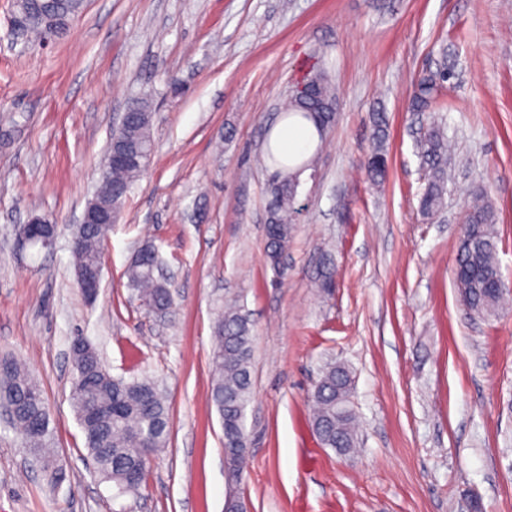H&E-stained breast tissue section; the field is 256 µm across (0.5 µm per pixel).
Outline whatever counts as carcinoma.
Segmentation results:
<instances>
[{
	"label": "carcinoma",
	"mask_w": 512,
	"mask_h": 512,
	"mask_svg": "<svg viewBox=\"0 0 512 512\" xmlns=\"http://www.w3.org/2000/svg\"><path fill=\"white\" fill-rule=\"evenodd\" d=\"M25 8L29 12L28 22L16 40L28 46L64 36L72 19L83 10L84 0H16V11ZM456 79V71L449 66L422 73L413 86L411 110L424 112L435 104L447 108L441 99L442 92ZM303 82L312 88V95H290L284 110L287 115L310 123L322 142L325 136L320 127L332 121L336 90L321 68L307 72ZM127 112L125 120L112 133V146L133 156V160L112 165V171L101 181L96 194V201L112 205L115 212L154 154L152 101L136 99L129 104ZM372 122L375 138L364 169L379 184L387 175L385 113H373ZM416 148L427 169L420 197L421 212L427 217L443 203L448 182V139L433 124L419 134ZM268 158L279 171L271 183L267 202L265 258L280 273L294 236L298 187L305 172L314 167L315 158L286 165L271 150ZM466 222L472 227L469 237L458 247L455 280L462 302L481 316L493 311L505 294L497 260L496 213L484 195L473 196ZM109 229L107 224L77 226L74 237L78 243L72 249L76 271L86 273L97 268ZM157 264L156 249L146 242L140 259L125 271L128 283L137 288L146 310L153 313L167 309L171 301L168 284L155 276ZM251 355L249 324L237 309H225L215 327L210 398L222 423L224 463L228 474L237 482L242 480L241 465L247 452L244 409L252 398ZM72 359L76 375L71 384V404L97 473L115 487H128L130 494L137 495L146 484L151 458L169 444L166 395L149 379L127 381L112 376L94 348L74 351ZM320 385V392L313 397L314 429L322 433L324 447L346 455L358 444L355 413L341 410L343 404L350 402L351 375L345 367L330 364L322 372ZM1 406L12 408L13 427L20 431L24 446L32 449L31 455L41 463L47 480L61 481L62 472L56 467L52 452L50 416L42 389L26 366L9 355L0 356Z\"/></svg>",
	"instance_id": "carcinoma-1"
}]
</instances>
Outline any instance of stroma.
Wrapping results in <instances>:
<instances>
[{
    "label": "stroma",
    "mask_w": 512,
    "mask_h": 512,
    "mask_svg": "<svg viewBox=\"0 0 512 512\" xmlns=\"http://www.w3.org/2000/svg\"><path fill=\"white\" fill-rule=\"evenodd\" d=\"M0 0V352L25 363L48 407L63 482L50 484L0 421V512H224L222 427L209 400L218 311L253 325L247 512H512V0H85L67 35L12 46ZM453 64L454 146L444 207L419 210L424 171L413 81ZM337 120L306 182L286 275L265 262L271 169L255 161L278 107L311 67ZM153 101L154 155L103 252L100 292L76 283L71 241L131 99ZM388 119V177L361 170L371 115ZM497 213L507 303L477 316L454 280L465 205ZM56 219L51 246L17 225ZM172 294L145 313L124 271L144 240ZM335 288L315 279L324 264ZM113 376L148 378L170 407L169 446L140 495H117L70 403L74 336ZM353 380L357 451L322 447L311 391ZM54 221L51 220L48 216H36L33 217L28 224L20 225L17 228V237L24 243H29L32 245L41 244L43 247L50 245L55 237V234L49 237H40L33 230V225L36 224H53Z\"/></svg>",
    "instance_id": "stroma-1"
}]
</instances>
